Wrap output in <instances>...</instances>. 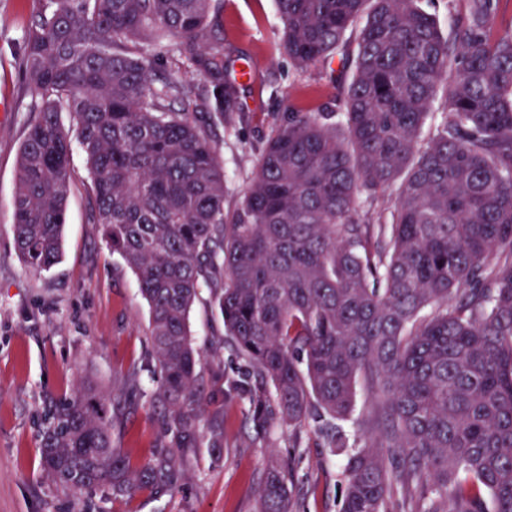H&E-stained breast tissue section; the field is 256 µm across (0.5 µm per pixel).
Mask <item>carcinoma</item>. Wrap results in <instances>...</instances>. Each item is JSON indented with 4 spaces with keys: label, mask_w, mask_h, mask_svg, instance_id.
<instances>
[{
    "label": "carcinoma",
    "mask_w": 512,
    "mask_h": 512,
    "mask_svg": "<svg viewBox=\"0 0 512 512\" xmlns=\"http://www.w3.org/2000/svg\"><path fill=\"white\" fill-rule=\"evenodd\" d=\"M498 4L448 0L444 33L420 0H277L296 69L338 60L350 81L334 112L288 107L230 218L214 128L244 108L217 0H55L34 18L21 66L40 106L17 157L15 248L36 272L58 261L78 145L89 220L149 305L170 434L132 468L84 383L41 430L56 483L161 496L181 480L176 449L221 444L187 324L206 286L254 369L261 427L272 405L290 426L315 414L340 450L369 384L374 433L348 458L342 512H397L399 494L410 512H512V27L496 29ZM289 495L270 462L258 512H289Z\"/></svg>",
    "instance_id": "carcinoma-1"
}]
</instances>
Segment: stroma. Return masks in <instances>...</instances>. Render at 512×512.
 Here are the masks:
<instances>
[{
    "label": "stroma",
    "mask_w": 512,
    "mask_h": 512,
    "mask_svg": "<svg viewBox=\"0 0 512 512\" xmlns=\"http://www.w3.org/2000/svg\"><path fill=\"white\" fill-rule=\"evenodd\" d=\"M223 5L224 45L242 54L236 69L253 71L241 87L243 112L215 130L229 215L240 206L268 140L287 123L289 107L334 111L341 84L317 68L299 73L283 54L274 0ZM54 7L53 0H0V512H256L272 460L284 467L290 512H341L345 452L327 448L311 424L258 427L244 392L253 376L207 288L190 307L188 328L203 354L204 423L222 432V446L204 441L180 449L184 479L161 497L141 490L116 498L101 488L77 495L44 468V416L87 380L110 399L113 442L131 465L168 441L164 412L151 399L158 377L148 342L149 306L136 275L89 220L81 151L72 158L60 260L35 272L14 248L17 153L39 104L24 85L20 58L33 17Z\"/></svg>",
    "instance_id": "obj_1"
}]
</instances>
